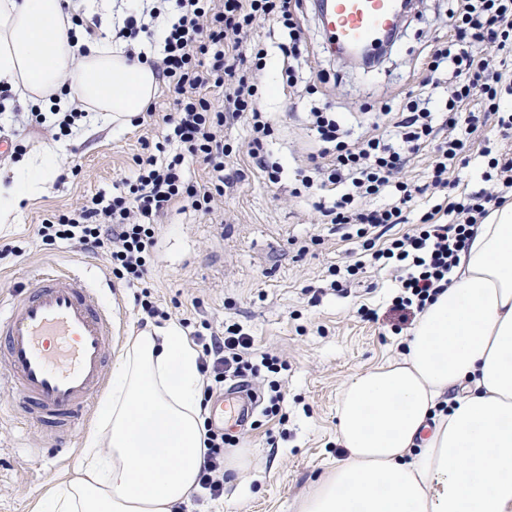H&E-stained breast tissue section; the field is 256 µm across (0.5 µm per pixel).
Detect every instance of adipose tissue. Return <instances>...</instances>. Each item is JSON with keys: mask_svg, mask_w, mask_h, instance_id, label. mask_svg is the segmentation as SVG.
I'll list each match as a JSON object with an SVG mask.
<instances>
[{"mask_svg": "<svg viewBox=\"0 0 512 512\" xmlns=\"http://www.w3.org/2000/svg\"><path fill=\"white\" fill-rule=\"evenodd\" d=\"M101 35L72 30L62 0H0V85L45 112L127 122L157 92L151 65L108 32L112 0H77ZM66 142L0 177V216L41 193ZM198 351L183 331L127 338L72 477L41 512H174L203 459ZM342 458L298 512H512V204L476 225L451 285L401 359L354 375L337 405Z\"/></svg>", "mask_w": 512, "mask_h": 512, "instance_id": "adipose-tissue-1", "label": "adipose tissue"}]
</instances>
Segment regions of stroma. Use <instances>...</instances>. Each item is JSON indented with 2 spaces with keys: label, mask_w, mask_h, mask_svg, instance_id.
<instances>
[{
  "label": "stroma",
  "mask_w": 512,
  "mask_h": 512,
  "mask_svg": "<svg viewBox=\"0 0 512 512\" xmlns=\"http://www.w3.org/2000/svg\"><path fill=\"white\" fill-rule=\"evenodd\" d=\"M303 26L302 89L284 86L281 53L273 46L265 69L253 74L262 90L261 107L273 122L266 150L280 166L278 186L270 187L248 156L250 131L241 120L224 128L233 153L224 166V195L215 213L205 216L177 205L161 219L151 282L162 304L172 308V324L187 318L219 329L232 319L252 337L254 354L274 352L288 364L287 422L265 420L258 409L245 425L225 420V432L238 437L250 466L242 473L225 472L223 499L188 505V512H296L299 497L342 452L336 407L343 384L357 372L399 358L411 334L407 328L393 331L398 315L390 310L391 271L369 266L344 282L342 291L330 290L329 270L353 262L352 245L336 225L317 221V205H332L333 195L300 189L296 171L315 145L306 123L311 107L329 105L355 138L367 108L421 89V52L434 38L447 37L448 0H417L395 44L369 72L349 66L328 48L310 2ZM158 134L148 125L120 128L98 121L71 136L58 161L65 181L54 182L9 223H0V251L7 253L0 258V297L44 264L89 266L95 288L116 314L112 351L121 352L127 336L141 329L133 289L113 279L105 255L44 245L37 231L45 218L75 208L85 196L112 192ZM16 246L21 255H12ZM363 306L377 310V319L361 318ZM87 431L80 425L63 446L49 447L12 397L0 393V512H39L49 487L73 473Z\"/></svg>",
  "instance_id": "obj_1"
}]
</instances>
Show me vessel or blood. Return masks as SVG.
<instances>
[{"label":"vessel or blood","instance_id":"obj_1","mask_svg":"<svg viewBox=\"0 0 512 512\" xmlns=\"http://www.w3.org/2000/svg\"><path fill=\"white\" fill-rule=\"evenodd\" d=\"M333 47L376 49L399 25L395 0H316ZM112 309L77 268L47 267L0 302V389L55 445L82 424L106 381Z\"/></svg>","mask_w":512,"mask_h":512}]
</instances>
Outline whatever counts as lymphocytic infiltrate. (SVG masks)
I'll return each instance as SVG.
<instances>
[{
	"label": "lymphocytic infiltrate",
	"instance_id": "obj_1",
	"mask_svg": "<svg viewBox=\"0 0 512 512\" xmlns=\"http://www.w3.org/2000/svg\"><path fill=\"white\" fill-rule=\"evenodd\" d=\"M448 37L426 46L421 58L425 84H446L447 114L435 124L431 98L405 94L400 107L382 103L364 136L346 141L334 113L311 112L318 149L308 156L309 167L299 170L304 187L335 193L332 206L320 207L321 221L345 230L355 260L347 275H358L366 263L396 271L398 294L393 299L400 318L423 312L450 281L449 273L468 250L471 230L490 212L512 199V154L491 144L474 148L471 136L495 122L502 138H512V111L501 98L512 92V0H450ZM302 0H177L179 16L163 39L159 74L171 94L172 106L161 117L166 144L175 145L167 159L156 155L135 160L134 174L123 179L117 192L98 193L78 208L45 219L38 234L45 245L65 241L106 255L114 278L137 291L136 304L150 319L166 321L170 312L158 303L149 286L154 263L157 221L173 205L190 203L210 214L220 184H199L185 176L190 162L223 171L229 156L224 141L228 121L246 119L250 128L248 154L270 185L280 182L278 167L270 163L266 142L272 124L260 108L259 87L243 74L244 65L263 69L267 49L256 39L258 21L275 19L286 35L279 50L281 76L297 88L295 62L305 44L299 12ZM219 88L228 104L217 109L208 96ZM430 152L429 181L417 185L404 177L411 161ZM482 157L483 186L473 191L459 188L458 172ZM447 200V209L432 206L416 229L384 239V227L405 224L424 194ZM391 195V204L368 208L367 200ZM446 212L447 223H435ZM200 347L199 371L204 397H211L225 380L240 379L266 384L267 418L282 414L284 395L278 379L286 364L273 353L253 360V340L239 324L225 322L213 331L209 322L191 334ZM203 462L195 502L224 495V450L236 439L204 421Z\"/></svg>",
	"mask_w": 512,
	"mask_h": 512
}]
</instances>
